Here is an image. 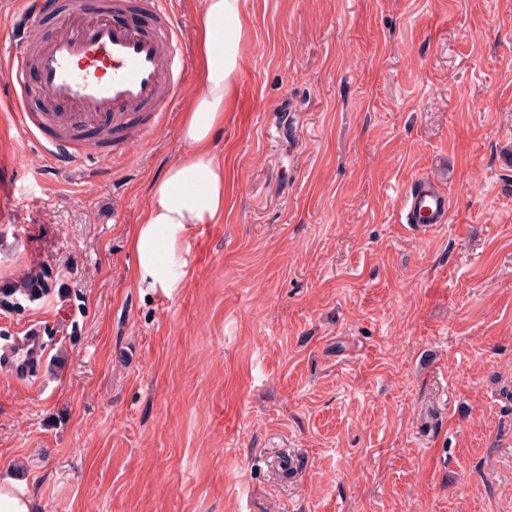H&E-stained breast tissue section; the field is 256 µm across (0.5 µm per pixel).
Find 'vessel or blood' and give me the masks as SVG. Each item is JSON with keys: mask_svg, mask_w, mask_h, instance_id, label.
<instances>
[{"mask_svg": "<svg viewBox=\"0 0 512 512\" xmlns=\"http://www.w3.org/2000/svg\"><path fill=\"white\" fill-rule=\"evenodd\" d=\"M0 9L13 17L18 44L0 58V77L12 89L5 109L65 174L83 170L71 133L103 122L145 140L186 87L189 59L171 0H59L55 35L33 45L38 0H0ZM32 93L58 106L38 124L26 109ZM399 215L417 228L448 223V194L434 177L419 176L400 196Z\"/></svg>", "mask_w": 512, "mask_h": 512, "instance_id": "1", "label": "vessel or blood"}]
</instances>
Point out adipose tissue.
I'll use <instances>...</instances> for the list:
<instances>
[{
	"instance_id": "obj_1",
	"label": "adipose tissue",
	"mask_w": 512,
	"mask_h": 512,
	"mask_svg": "<svg viewBox=\"0 0 512 512\" xmlns=\"http://www.w3.org/2000/svg\"><path fill=\"white\" fill-rule=\"evenodd\" d=\"M242 29L239 0H202L196 29L201 91L188 99L180 128L188 151L153 181L150 205L129 238L141 291L176 288L171 261L179 240L193 225L216 224L224 216L229 171L211 144L237 99Z\"/></svg>"
}]
</instances>
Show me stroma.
<instances>
[{
    "instance_id": "obj_1",
    "label": "stroma",
    "mask_w": 512,
    "mask_h": 512,
    "mask_svg": "<svg viewBox=\"0 0 512 512\" xmlns=\"http://www.w3.org/2000/svg\"><path fill=\"white\" fill-rule=\"evenodd\" d=\"M224 219L136 287L130 232L185 150L164 125L84 181L0 123V283L64 295L0 366V465L37 512H499L512 498V0H239ZM443 175L447 224L398 197ZM57 286V278L52 267L22 275L0 287V309L23 308L24 302H34L49 294Z\"/></svg>"
}]
</instances>
